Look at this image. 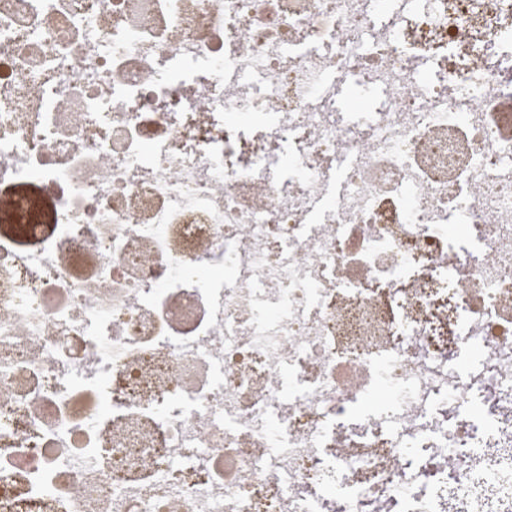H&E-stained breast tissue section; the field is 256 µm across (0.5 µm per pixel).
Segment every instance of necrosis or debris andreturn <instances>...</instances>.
Returning <instances> with one entry per match:
<instances>
[{"mask_svg": "<svg viewBox=\"0 0 512 512\" xmlns=\"http://www.w3.org/2000/svg\"><path fill=\"white\" fill-rule=\"evenodd\" d=\"M1 197L0 512H512V0H0Z\"/></svg>", "mask_w": 512, "mask_h": 512, "instance_id": "4bbe7bcc", "label": "necrosis or debris"}]
</instances>
